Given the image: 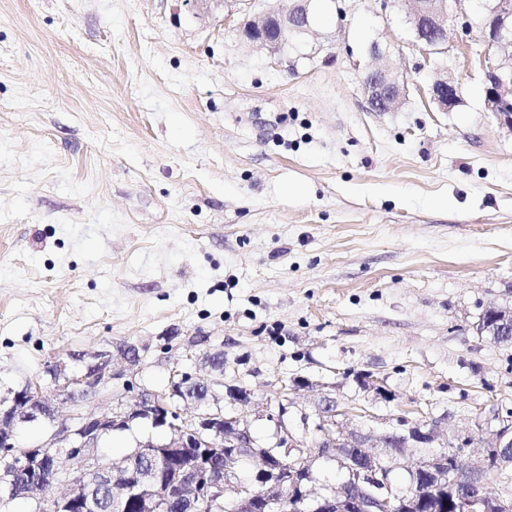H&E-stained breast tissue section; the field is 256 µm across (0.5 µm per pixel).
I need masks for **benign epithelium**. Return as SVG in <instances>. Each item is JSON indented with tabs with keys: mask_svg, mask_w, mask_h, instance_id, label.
<instances>
[{
	"mask_svg": "<svg viewBox=\"0 0 512 512\" xmlns=\"http://www.w3.org/2000/svg\"><path fill=\"white\" fill-rule=\"evenodd\" d=\"M477 12L488 15L485 39L490 51L480 57L485 107L499 124L512 130V0H407L408 19L414 44L426 54L444 53L448 44V17L464 11L465 2ZM280 6L253 14L240 32L261 49L273 51L288 42V35L306 38L313 29L315 0H278ZM369 56L379 64L364 75L363 94L371 112H397L408 98V85L394 80L385 50L374 44ZM433 102L443 112L451 111L461 100L459 83L448 77L434 79L428 89ZM490 319L482 331L492 335L512 329V309L489 306ZM190 349L203 348V359L210 364L224 353L207 345V337L191 336ZM130 367L142 362L139 349L127 344L108 345L89 354L70 355L51 361L45 376L64 400L87 402L105 392L112 394L114 381L123 373L114 370V361ZM196 382L207 391V401L196 406V413L184 417L177 408L180 387ZM234 398L241 409L251 404L250 391L224 380L205 381L186 372L166 390L141 389L134 399H117L115 407L95 413L78 407L70 421H57L55 405L48 400L40 381H28L18 390L8 391L0 399V489L7 500L28 498L36 508L48 506L52 512H101L107 504L123 512L125 499L134 497L141 512H165L178 501L184 512H205L224 504L226 487L236 484L232 500L235 512H291L297 506L304 512H419L429 498L407 496L389 479L391 460L367 450L373 441L380 448L398 451L409 445H430L439 437L436 427L422 430L410 427L398 437L390 432L377 436L353 428L342 420L335 397L326 395L317 405L316 418L301 417L302 429L288 419V397L266 405V418L276 428L278 451L265 455L256 472L266 477L258 491L251 483L238 479V461L254 448V440L243 416L227 415L221 402L224 393ZM122 388L133 389L129 380ZM149 417L166 425L171 437L158 451L151 441L134 449L148 460L140 471H132L101 451L103 439L112 431L124 429L137 419ZM498 426L482 438L487 453L475 457L468 453L471 437L453 435L448 446L453 455L438 453L423 461L415 473L459 490V512H512V497L491 496L485 490L490 463L500 469L512 468V418L493 415ZM42 421L49 425L39 444L19 449L18 430L26 424ZM314 439L323 454L340 461L348 479L337 485L333 494L311 496L300 483L299 470L288 459L302 456L306 449L301 437Z\"/></svg>",
	"mask_w": 512,
	"mask_h": 512,
	"instance_id": "1",
	"label": "benign epithelium"
}]
</instances>
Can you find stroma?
<instances>
[{
  "instance_id": "1",
  "label": "stroma",
  "mask_w": 512,
  "mask_h": 512,
  "mask_svg": "<svg viewBox=\"0 0 512 512\" xmlns=\"http://www.w3.org/2000/svg\"><path fill=\"white\" fill-rule=\"evenodd\" d=\"M273 4L0 0V393L123 342L135 388L213 379L183 345L204 336L260 447L267 398L303 378L294 414L328 393L366 431L480 438L512 402V347L475 329L512 308V131L485 108L480 20L449 18L429 58L405 0H319L304 45L255 49L239 26ZM375 42L459 105L369 111ZM428 93L442 112H449L461 100L462 91L459 83L446 77L434 79L428 89Z\"/></svg>"
}]
</instances>
